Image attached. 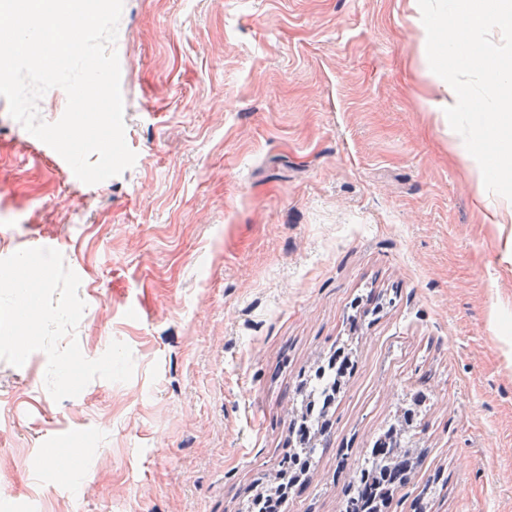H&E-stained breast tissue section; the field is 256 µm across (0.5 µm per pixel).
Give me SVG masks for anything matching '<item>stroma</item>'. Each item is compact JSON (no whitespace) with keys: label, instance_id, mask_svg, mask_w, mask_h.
I'll use <instances>...</instances> for the list:
<instances>
[{"label":"stroma","instance_id":"1","mask_svg":"<svg viewBox=\"0 0 512 512\" xmlns=\"http://www.w3.org/2000/svg\"><path fill=\"white\" fill-rule=\"evenodd\" d=\"M418 0H124L121 175L33 151L0 96V258L59 250L129 382L54 401L0 360V512H247L300 382L354 374L283 512H345L413 396L383 512H512V201L478 191L421 53ZM328 364L333 368H336V382L334 381V377H331L328 382L327 387L323 390L320 395L329 394L333 391L340 390L342 385L345 383V379L347 376H350L354 369V362L351 358L349 352H345V348L339 347L336 351L329 357ZM319 394H314V397L320 396Z\"/></svg>","mask_w":512,"mask_h":512}]
</instances>
